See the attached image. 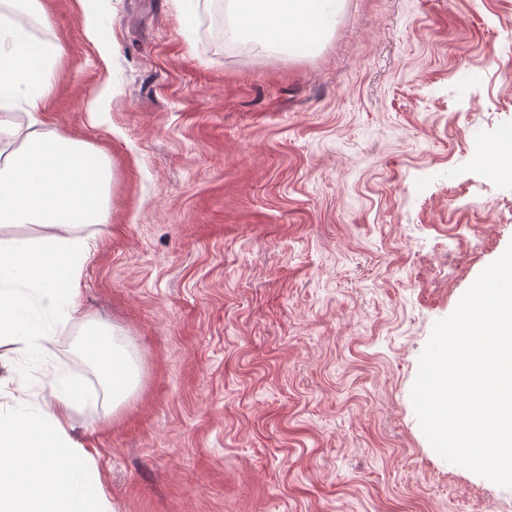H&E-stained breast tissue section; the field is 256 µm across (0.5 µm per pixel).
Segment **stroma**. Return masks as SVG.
<instances>
[{
  "label": "stroma",
  "mask_w": 512,
  "mask_h": 512,
  "mask_svg": "<svg viewBox=\"0 0 512 512\" xmlns=\"http://www.w3.org/2000/svg\"><path fill=\"white\" fill-rule=\"evenodd\" d=\"M62 55L46 128L111 161L108 223L56 368L115 512H512L447 462L411 400L436 321L512 243V0H340L303 53L225 40L223 0H40ZM129 338L113 410L85 353Z\"/></svg>",
  "instance_id": "35a3bbf8"
}]
</instances>
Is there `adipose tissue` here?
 I'll return each instance as SVG.
<instances>
[{
    "label": "adipose tissue",
    "mask_w": 512,
    "mask_h": 512,
    "mask_svg": "<svg viewBox=\"0 0 512 512\" xmlns=\"http://www.w3.org/2000/svg\"><path fill=\"white\" fill-rule=\"evenodd\" d=\"M39 0H0V228L36 225L37 236L0 239V345L44 357L82 316L80 279L92 253L91 227L109 219L112 168L88 144L45 129L59 48L33 41L7 10ZM336 15V0H228L230 40L309 49ZM127 336L92 335L85 350L103 370L113 407L135 393L138 369ZM23 368L0 377V512H115L97 464L73 434V410L94 394L54 372L52 399L15 393Z\"/></svg>",
    "instance_id": "1"
}]
</instances>
